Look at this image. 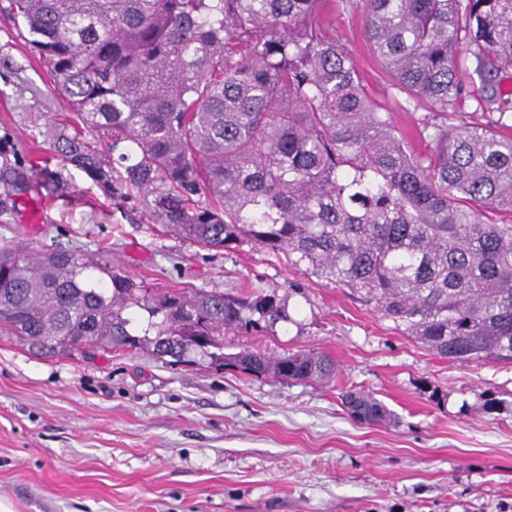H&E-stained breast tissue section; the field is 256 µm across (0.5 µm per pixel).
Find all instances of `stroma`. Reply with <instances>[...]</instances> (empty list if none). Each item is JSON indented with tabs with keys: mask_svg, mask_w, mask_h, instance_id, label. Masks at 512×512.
Here are the masks:
<instances>
[{
	"mask_svg": "<svg viewBox=\"0 0 512 512\" xmlns=\"http://www.w3.org/2000/svg\"><path fill=\"white\" fill-rule=\"evenodd\" d=\"M0 0V245L31 239L106 252L150 292H248L261 281L288 301L274 335L229 334L224 350H318L326 381L256 378L208 361L172 366L150 350L33 353L0 332V500L12 512H512V364L438 357L394 323L243 245L208 251L148 223L54 158L44 132L70 108L25 28ZM335 34L366 94L419 153L429 105L406 104L373 54L361 13ZM454 124L511 123L479 106L471 55ZM46 158L55 182L38 206L21 179ZM360 389L392 413L352 420Z\"/></svg>",
	"mask_w": 512,
	"mask_h": 512,
	"instance_id": "stroma-1",
	"label": "stroma"
}]
</instances>
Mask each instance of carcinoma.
Masks as SVG:
<instances>
[{
    "mask_svg": "<svg viewBox=\"0 0 512 512\" xmlns=\"http://www.w3.org/2000/svg\"><path fill=\"white\" fill-rule=\"evenodd\" d=\"M351 0H9L97 142L52 131L60 158L151 224L206 249L244 243L373 308L450 361L512 362V136L448 124L468 41L478 102L507 112L512 0H362L363 29L394 87L436 111L409 148L366 95L326 16ZM148 314L143 334L137 310ZM288 303L171 289L148 295L77 247L0 246V330L44 355L150 348L175 365L200 352L256 377L323 380L321 352L224 353V333H265ZM366 423L388 418L363 391Z\"/></svg>",
    "mask_w": 512,
    "mask_h": 512,
    "instance_id": "cac0c4a2",
    "label": "carcinoma"
}]
</instances>
